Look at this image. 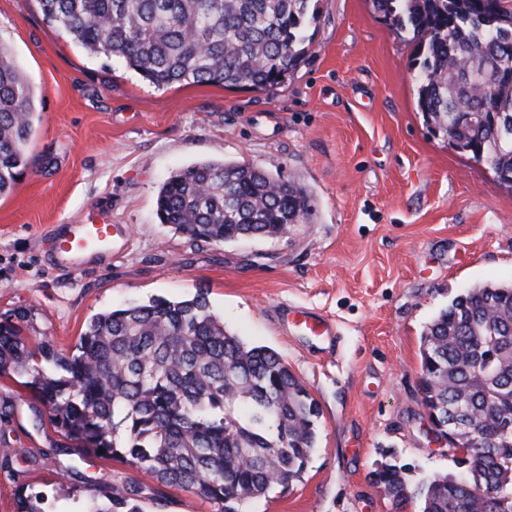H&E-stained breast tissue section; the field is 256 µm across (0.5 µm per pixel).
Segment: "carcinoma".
<instances>
[{
    "label": "carcinoma",
    "mask_w": 512,
    "mask_h": 512,
    "mask_svg": "<svg viewBox=\"0 0 512 512\" xmlns=\"http://www.w3.org/2000/svg\"><path fill=\"white\" fill-rule=\"evenodd\" d=\"M43 20L87 54L118 58L157 90L213 84L271 92L303 60L314 0H36ZM422 47L413 73L434 134L512 185V0H373ZM35 91L0 42V197L29 166ZM160 223L193 240L281 238L313 212L307 189L250 164L206 161L157 195ZM31 311L0 319V373L25 385L82 448L151 471L158 482L243 512L301 480L320 407L276 351L224 326L206 293L152 298L96 316L66 354L27 334ZM423 405L441 432L465 429L467 479L410 491L403 467L376 484L421 512H512V284L455 296L420 346ZM114 490L89 512H143Z\"/></svg>",
    "instance_id": "1"
}]
</instances>
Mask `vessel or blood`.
Instances as JSON below:
<instances>
[{
	"label": "vessel or blood",
	"mask_w": 512,
	"mask_h": 512,
	"mask_svg": "<svg viewBox=\"0 0 512 512\" xmlns=\"http://www.w3.org/2000/svg\"><path fill=\"white\" fill-rule=\"evenodd\" d=\"M114 246L111 225L82 223L62 224L52 237L50 251L56 265L76 270L110 256ZM295 320L304 334L321 338L333 335L330 322L311 311L297 312Z\"/></svg>",
	"instance_id": "1"
}]
</instances>
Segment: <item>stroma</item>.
<instances>
[{"instance_id": "stroma-1", "label": "stroma", "mask_w": 512, "mask_h": 512, "mask_svg": "<svg viewBox=\"0 0 512 512\" xmlns=\"http://www.w3.org/2000/svg\"><path fill=\"white\" fill-rule=\"evenodd\" d=\"M307 33L304 61L272 93L157 91L49 27L36 0H0V40L36 91L29 168L0 197V317L31 309L37 339L70 352L99 313L207 291L226 328L281 354L321 408L302 479L245 512H398L369 477L378 463L407 465L414 484L459 470L429 432L421 336L463 290L512 282V187L431 133L419 48L370 0H318ZM224 159L303 184L312 220L235 243L161 224V185ZM88 216L116 228V251L86 272L52 268L54 226ZM293 308L333 319L338 340L304 336ZM115 488L139 490L144 512H219L76 447L23 377L0 375V512L22 496L84 512Z\"/></svg>"}]
</instances>
